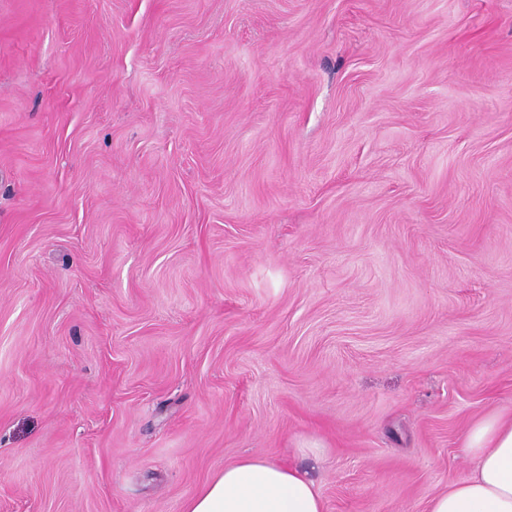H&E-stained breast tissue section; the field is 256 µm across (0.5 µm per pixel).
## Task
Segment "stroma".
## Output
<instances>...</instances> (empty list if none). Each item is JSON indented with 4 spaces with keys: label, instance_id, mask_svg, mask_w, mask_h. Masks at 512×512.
<instances>
[{
    "label": "stroma",
    "instance_id": "obj_1",
    "mask_svg": "<svg viewBox=\"0 0 512 512\" xmlns=\"http://www.w3.org/2000/svg\"><path fill=\"white\" fill-rule=\"evenodd\" d=\"M499 413L512 0H0V512H427ZM184 512H325L307 473L259 456L224 466L184 505Z\"/></svg>",
    "mask_w": 512,
    "mask_h": 512
}]
</instances>
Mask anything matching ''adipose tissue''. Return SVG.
Segmentation results:
<instances>
[{"mask_svg": "<svg viewBox=\"0 0 512 512\" xmlns=\"http://www.w3.org/2000/svg\"><path fill=\"white\" fill-rule=\"evenodd\" d=\"M470 473L435 494L428 512H512V415L474 423L464 439ZM184 512H325L307 473L259 456L225 466L192 496Z\"/></svg>", "mask_w": 512, "mask_h": 512, "instance_id": "adipose-tissue-1", "label": "adipose tissue"}]
</instances>
